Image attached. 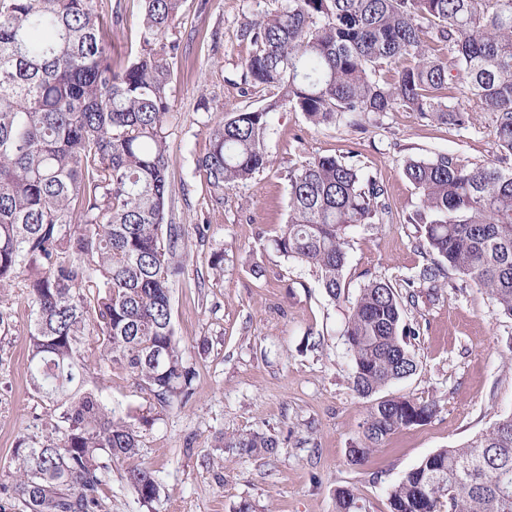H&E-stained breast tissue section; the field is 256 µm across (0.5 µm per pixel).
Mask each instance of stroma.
Returning a JSON list of instances; mask_svg holds the SVG:
<instances>
[{
  "label": "stroma",
  "mask_w": 512,
  "mask_h": 512,
  "mask_svg": "<svg viewBox=\"0 0 512 512\" xmlns=\"http://www.w3.org/2000/svg\"><path fill=\"white\" fill-rule=\"evenodd\" d=\"M284 0H184L171 31L184 53L173 65L171 119L166 128L173 223L186 236L184 268L172 287V324L183 344L207 339L194 354L195 395L164 411L143 431L138 456L112 463L98 512H336V492L350 488L362 512H389V488L425 457L458 446L512 414V319L472 283L422 289L404 321L417 372L385 388L435 404L425 424L396 432L364 465L348 461L370 404L352 389L343 336L345 303L332 301L316 272L272 245L288 220L289 172L305 159H352L385 189L392 217L347 233L344 281L356 295L369 281L400 286L427 259L406 221L419 194L404 177L408 160L440 154L512 171L491 133L492 117L475 113L465 126L442 124L403 109L380 121L344 118L313 126L303 113H270L265 138L271 163L247 183L224 191L213 206L195 167L208 149V129L226 111L256 107L270 87L245 88L242 64L252 50L241 27L262 20ZM113 61L123 65L139 46V0H120ZM207 225L205 236L194 227ZM224 271L213 275L214 251ZM11 328L0 331V484H13L20 436L41 431L43 402L29 387L31 309L21 289L9 296ZM104 397L125 409L149 404L130 376L95 369ZM258 431L278 439L273 455L217 445L220 435ZM153 471L159 493L142 506L128 480L131 468Z\"/></svg>",
  "instance_id": "1"
}]
</instances>
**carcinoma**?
I'll return each instance as SVG.
<instances>
[{
	"instance_id": "obj_1",
	"label": "carcinoma",
	"mask_w": 512,
	"mask_h": 512,
	"mask_svg": "<svg viewBox=\"0 0 512 512\" xmlns=\"http://www.w3.org/2000/svg\"><path fill=\"white\" fill-rule=\"evenodd\" d=\"M97 2L0 0V296L27 291L29 386L47 403L41 435L22 437L14 451L12 493L27 512H97L112 460L138 455L153 411L195 394L191 348L172 326L185 233L167 220L164 132L172 64L183 51L168 32L182 0H142L140 48L119 70L112 26L123 17L104 21ZM428 28L432 45L422 39ZM241 37L252 46L244 84L277 94L209 127L196 169L217 205L224 188L269 164L268 116L287 107L315 126L398 109L463 125L488 112L498 150L512 154V0H286L244 24ZM457 93L465 104L449 102ZM404 176L420 195L408 217L416 248L432 261L400 290L372 280L349 301L343 336L363 398L418 369L402 327L417 286L452 271L512 317V171L441 154L408 161ZM289 183L277 250L343 299L346 230L389 215L385 191L332 155L306 160ZM88 356L126 371L152 397L149 407L138 415L112 408L89 380ZM434 412L405 396L371 404L350 462ZM222 444L245 453L279 447L259 432ZM129 481L144 504L158 495L147 468L131 469ZM388 503L389 512H512V414L425 457ZM361 509L350 489L337 490L336 512Z\"/></svg>"
}]
</instances>
